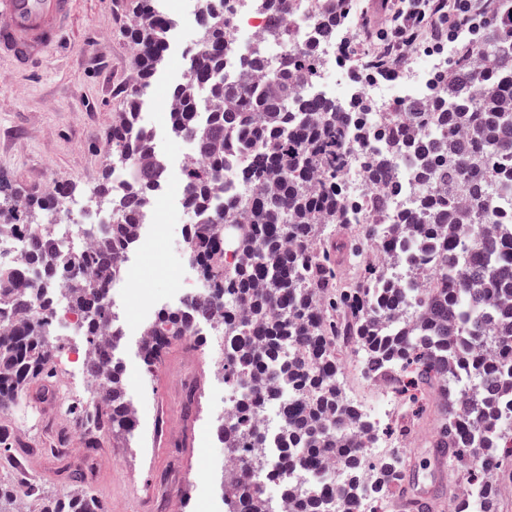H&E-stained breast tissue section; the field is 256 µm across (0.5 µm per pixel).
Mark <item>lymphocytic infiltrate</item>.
<instances>
[{
  "mask_svg": "<svg viewBox=\"0 0 512 512\" xmlns=\"http://www.w3.org/2000/svg\"><path fill=\"white\" fill-rule=\"evenodd\" d=\"M499 16L489 0H397L389 25L376 32L368 80L398 77L410 51L429 55L475 46Z\"/></svg>",
  "mask_w": 512,
  "mask_h": 512,
  "instance_id": "1",
  "label": "lymphocytic infiltrate"
}]
</instances>
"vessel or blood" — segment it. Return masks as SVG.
Returning a JSON list of instances; mask_svg holds the SVG:
<instances>
[{
  "label": "vessel or blood",
  "mask_w": 512,
  "mask_h": 512,
  "mask_svg": "<svg viewBox=\"0 0 512 512\" xmlns=\"http://www.w3.org/2000/svg\"><path fill=\"white\" fill-rule=\"evenodd\" d=\"M76 0H0V60L28 69L57 47Z\"/></svg>",
  "instance_id": "obj_1"
}]
</instances>
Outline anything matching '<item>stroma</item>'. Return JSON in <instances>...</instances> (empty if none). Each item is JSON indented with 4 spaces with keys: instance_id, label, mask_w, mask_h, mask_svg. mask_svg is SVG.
<instances>
[{
    "instance_id": "1",
    "label": "stroma",
    "mask_w": 512,
    "mask_h": 512,
    "mask_svg": "<svg viewBox=\"0 0 512 512\" xmlns=\"http://www.w3.org/2000/svg\"><path fill=\"white\" fill-rule=\"evenodd\" d=\"M125 0H77L66 43L43 62L24 72L0 62V180L25 190H44L64 179L90 197L98 186L110 154L106 132L121 108L132 72V53L125 37ZM174 20L164 67L152 80L139 120L159 128L160 114L172 86L182 78V64L195 49L200 31L183 0H163ZM158 235H170L162 248L146 244L148 271L135 283L130 315L142 305L172 306L174 288L190 283L202 291L203 281L186 260L180 230L162 224ZM54 359L60 380L49 399L21 400L0 409V426L16 443L14 453H0V483L28 490L26 512H42L46 499H65L84 489L100 497L108 512H169L173 499L183 512H213L210 501L221 493L209 470L223 464L221 454H208L215 429L224 417L219 380L224 372L198 353L176 345L155 371H147L139 336L128 332L118 342L127 400H147L149 411L134 436L104 437L102 449L87 447L77 423L65 412L74 401H92L91 393L65 380L67 359L84 337L58 334ZM342 383L350 400L370 407L377 391L358 357L341 353ZM201 386L199 411L186 417L185 379ZM437 404L413 431L411 481L422 495H447L448 480L437 466L429 438ZM80 471V485L69 479Z\"/></svg>"
}]
</instances>
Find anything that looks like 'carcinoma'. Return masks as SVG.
I'll use <instances>...</instances> for the list:
<instances>
[{
	"mask_svg": "<svg viewBox=\"0 0 512 512\" xmlns=\"http://www.w3.org/2000/svg\"><path fill=\"white\" fill-rule=\"evenodd\" d=\"M156 2L130 0L135 77L107 132L112 154L96 189L114 210L112 224L89 230L94 245L70 252L49 235V221L76 198L74 184L61 180L46 191H15L0 200V226H14L25 263L40 272L33 286L18 270L0 266V405L21 400L34 382H56L49 297L63 287L96 351L91 370L102 372L95 406L74 402L66 409L90 448L101 433L137 430L123 366L102 348V331L112 328V342L118 341L107 285L120 278L121 255L165 173L152 155L153 133L138 122L143 94L169 47L171 21ZM200 2L201 37L170 100L175 131L196 149V161L183 171L186 205L211 216L185 235L187 254L209 288L184 299L181 309L158 312L143 338L142 360L151 368L173 343L193 335L194 322L223 310L224 335L232 341L224 350V380L261 379L253 398L218 431L224 450L239 461L238 480L223 485L226 512H277L261 490L265 470L253 458L262 435L252 421L266 402L280 404L289 512H329L307 476L333 459L348 470L343 512H354L363 459L350 440L349 410L338 387L336 337L345 333L363 346L364 372L388 378L405 394L414 420L424 417L431 397L442 398L432 447L452 478L469 477L477 499L475 510L461 501L455 512H495L501 480L512 472V455L503 456L512 449V408L503 405L505 387H512V234L499 231L496 209L503 197L512 199V188L499 177L512 170V80L506 79L512 31L488 28L472 52L431 79L434 97L451 104L400 103L394 107L399 125L390 126L368 123L350 102L310 91L317 44L336 38L347 0H264L266 37L232 83L224 82L225 0ZM297 9L315 15L313 40L303 47L285 26ZM275 42L285 50L271 61L267 44ZM403 144L419 161L412 191L420 205L408 223L388 226L381 223L384 201L348 197L338 179L356 149L371 177L390 184L395 149ZM233 148L242 153L235 172L241 193L214 208L212 196L224 184V152ZM116 170L126 173L120 194L112 184ZM255 185L260 194L251 198ZM225 224L240 225L229 250ZM336 224L351 234L325 236ZM386 239L402 245L410 270L414 254L432 252L445 287L388 284L393 273L367 258L372 245ZM344 266L358 276L342 279ZM403 318L415 325L378 348L373 328ZM377 468L404 496L407 458L395 453ZM46 512L107 510L89 493Z\"/></svg>",
	"mask_w": 512,
	"mask_h": 512,
	"instance_id": "cac0c4a2",
	"label": "carcinoma"
}]
</instances>
